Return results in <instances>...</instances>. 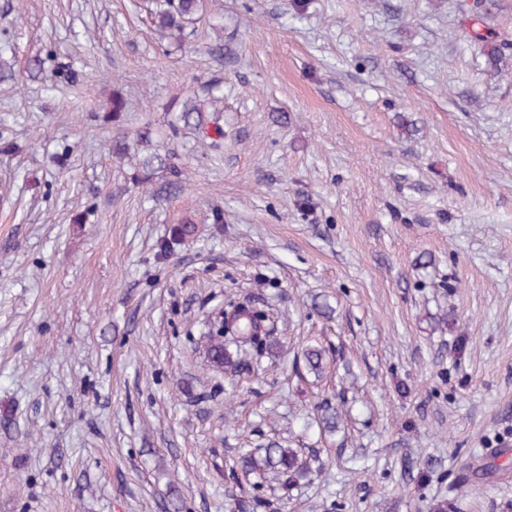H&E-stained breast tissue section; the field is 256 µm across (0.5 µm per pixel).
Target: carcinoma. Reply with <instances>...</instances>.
<instances>
[{
	"instance_id": "1",
	"label": "carcinoma",
	"mask_w": 512,
	"mask_h": 512,
	"mask_svg": "<svg viewBox=\"0 0 512 512\" xmlns=\"http://www.w3.org/2000/svg\"><path fill=\"white\" fill-rule=\"evenodd\" d=\"M202 10L201 0H155V8L150 13V21L155 30L164 37L178 42L186 41L194 35L192 25L199 19ZM473 41L482 44V54L486 63L498 67L503 58L504 42H493L480 30H472ZM59 80L45 87L49 93H64L77 89L84 82L83 76L65 63L57 64ZM224 111V87L222 80L211 78L202 82L193 94L183 101L179 108V121L182 126L173 127L174 133L188 131L208 140L213 151L224 147V126L218 113ZM112 154L116 158L135 161L137 176L134 184L145 190V195L158 201L178 196L185 190V165L173 161V156L162 154L154 148L149 137L137 133L132 138L123 134L112 140ZM165 173V181L155 184L157 172ZM273 298L264 300L241 297L230 293L224 298V326L216 332H207V358L211 369L224 374V378L234 381L240 378L257 379L264 370L263 360L277 343L278 318L272 313ZM334 350L318 342H310L301 348L295 357V364L302 365V376H309L318 382ZM346 398L339 402L326 400L317 405L318 420L322 429L332 433L342 422ZM300 448H286L276 440H269L256 448H246L239 456L236 465L228 473V478L236 479L237 471L253 477L252 493L242 503L244 512H270L272 500L265 496L266 489L288 491L297 481L313 471L321 473L303 463Z\"/></svg>"
}]
</instances>
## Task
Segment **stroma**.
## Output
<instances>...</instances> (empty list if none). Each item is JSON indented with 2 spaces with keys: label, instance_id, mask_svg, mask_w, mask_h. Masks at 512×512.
Returning a JSON list of instances; mask_svg holds the SVG:
<instances>
[{
  "label": "stroma",
  "instance_id": "stroma-1",
  "mask_svg": "<svg viewBox=\"0 0 512 512\" xmlns=\"http://www.w3.org/2000/svg\"><path fill=\"white\" fill-rule=\"evenodd\" d=\"M295 2L207 0L180 49L132 0H0L15 71L43 61L0 88V512H241L225 475L273 437L322 465L277 512H512V0L482 14L495 70L474 0ZM61 57L83 86L45 94ZM214 75L219 154L171 129ZM145 127L186 165L166 202L108 148ZM273 288L277 350L225 383L207 311ZM310 336L354 379H298ZM341 395V432L304 429ZM472 38L474 42L482 44L481 51L482 54L486 56L487 65H491L493 68L498 69V64L503 58V49L505 48L506 43H497L489 40L488 36L482 34L479 29L472 30Z\"/></svg>",
  "mask_w": 512,
  "mask_h": 512
}]
</instances>
